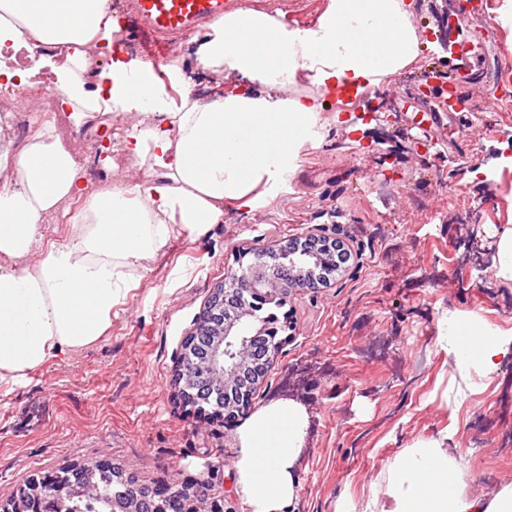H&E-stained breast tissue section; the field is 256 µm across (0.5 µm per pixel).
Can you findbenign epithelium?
<instances>
[{"label":"benign epithelium","instance_id":"1","mask_svg":"<svg viewBox=\"0 0 512 512\" xmlns=\"http://www.w3.org/2000/svg\"><path fill=\"white\" fill-rule=\"evenodd\" d=\"M279 264L274 271L259 263L227 274L225 281L233 287L215 289L213 297L197 326L186 339V344L197 343L202 335L211 336L208 353L196 363L195 383L192 394L199 395L208 389H224V417L232 418L252 406V393L239 389L240 370L268 364L278 354L282 340L278 339L280 328L266 321L256 324L258 312L264 303L282 297L285 290L307 288L311 285L309 275L319 265L311 258L313 251L290 245L288 249L276 251ZM245 291L255 300L240 306L237 316L224 319V307L237 303L239 292ZM110 478L121 483L128 493L124 502L112 501L120 512H137L138 493L144 491L151 512H216L213 485L208 481L198 483L193 493L184 488L169 486L162 489L142 488L123 478L119 472L104 468L94 462L62 472L48 481L28 478L17 487L14 496L3 503L0 512H55L63 506V492L75 482H80L85 493L102 497L101 480Z\"/></svg>","mask_w":512,"mask_h":512}]
</instances>
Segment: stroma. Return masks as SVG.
<instances>
[{
	"label": "stroma",
	"mask_w": 512,
	"mask_h": 512,
	"mask_svg": "<svg viewBox=\"0 0 512 512\" xmlns=\"http://www.w3.org/2000/svg\"><path fill=\"white\" fill-rule=\"evenodd\" d=\"M329 0H232L237 8L295 15L313 27ZM467 0H416L417 60L386 78L374 100L321 113L322 137L305 146L288 186L260 205L224 204L201 236L181 235L151 262L112 311L107 333L79 352L30 372L0 397V499L27 477L41 479L94 460L138 484L194 488L212 482L233 512H247L236 486L240 420H204L173 378L182 345L228 272L289 238L326 235L350 258L323 287L301 288L275 314L286 342L254 395L255 406L292 399L309 414L297 497L288 512H336L359 502L390 459L420 437L447 431L474 493L512 482V359L489 380L461 389L437 347L444 312L474 313L512 330V282L492 264L512 228V0H481L494 48L481 31L463 37L477 64L470 107L433 117L430 97L450 67L438 42ZM90 177L120 173L143 182L138 163L98 161L117 121L70 129Z\"/></svg>",
	"instance_id": "stroma-1"
}]
</instances>
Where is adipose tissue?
<instances>
[{
  "mask_svg": "<svg viewBox=\"0 0 512 512\" xmlns=\"http://www.w3.org/2000/svg\"><path fill=\"white\" fill-rule=\"evenodd\" d=\"M410 0H329L318 23L286 29L270 13L238 9L212 24L197 49L203 68L228 77L223 94L193 99L179 62L167 70L172 98L151 66L114 56L90 90L88 48L112 46L120 31L110 0H0V88L33 84L49 68L74 127L92 113L132 121L124 147L148 173L130 188L87 195L81 167L45 120L18 152L0 144V394L49 360L100 339L152 262L183 232L201 234L228 200L257 204L297 169L320 138L318 115L333 91L360 92L410 65L420 40ZM43 53H36L37 45ZM75 53H67V46ZM316 91L288 96L300 75ZM89 197L67 242H43L41 226L65 200ZM37 263H28L32 252ZM440 347L462 380L492 377L512 357V330L450 314ZM308 414L293 400L256 410L238 429L237 485L249 512H287ZM451 434L413 441L387 465L359 510L336 512H512V483L475 496L462 479Z\"/></svg>",
  "mask_w": 512,
  "mask_h": 512,
  "instance_id": "obj_1",
  "label": "adipose tissue"
}]
</instances>
